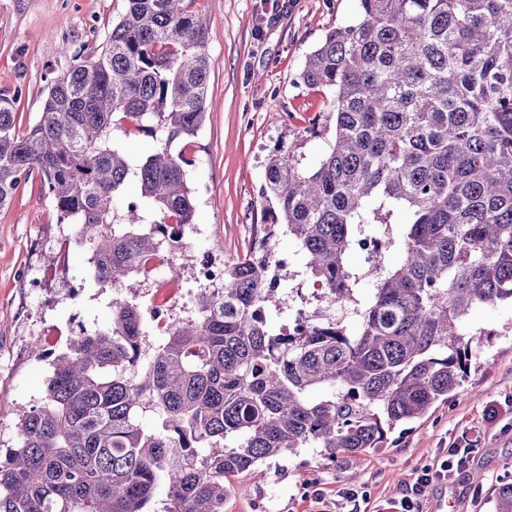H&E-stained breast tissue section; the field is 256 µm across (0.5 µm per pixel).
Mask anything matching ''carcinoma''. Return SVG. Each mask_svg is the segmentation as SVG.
I'll return each mask as SVG.
<instances>
[{"label":"carcinoma","mask_w":512,"mask_h":512,"mask_svg":"<svg viewBox=\"0 0 512 512\" xmlns=\"http://www.w3.org/2000/svg\"><path fill=\"white\" fill-rule=\"evenodd\" d=\"M209 39L187 0H126L105 41L50 78L27 132L0 97V208L39 178L56 223L77 225L98 259L86 274L99 288L142 286L157 227L193 223L181 143L206 119ZM300 79L332 92L316 166L273 152L259 237L160 343L122 295L109 326L71 339L41 405L16 423L18 445L0 454V512H148L161 493L165 512H224V478L301 448L331 463L382 448L460 386L471 311L512 302V0H359ZM133 131L156 147L130 154ZM367 228L382 250L354 268ZM281 233L350 315L291 336L253 315L288 303L263 254ZM148 413L161 427L143 425ZM495 512H512V485Z\"/></svg>","instance_id":"obj_1"}]
</instances>
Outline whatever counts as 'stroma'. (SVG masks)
I'll use <instances>...</instances> for the list:
<instances>
[{
    "instance_id": "stroma-1",
    "label": "stroma",
    "mask_w": 512,
    "mask_h": 512,
    "mask_svg": "<svg viewBox=\"0 0 512 512\" xmlns=\"http://www.w3.org/2000/svg\"><path fill=\"white\" fill-rule=\"evenodd\" d=\"M125 7L126 0H0V95L16 98L20 129L42 114L49 70L65 71L70 51L99 45ZM191 8L212 21L207 116L189 147L200 230L193 248L231 262L249 249L262 221L260 189L273 151L298 145L308 168L325 148L324 139L302 132L325 123L331 94L304 84L300 73L329 30L355 20L358 0H193ZM71 235L38 179L0 208L1 454L16 445L19 416L41 403L52 358L79 328L95 330L112 319L108 290H71L85 274L86 257ZM33 271L45 275L36 291L26 286ZM279 293L288 303L269 307L274 324L303 304L318 315L327 311L313 300V284L295 259ZM469 328L486 339L448 401L398 427L386 447L345 454L337 464L303 448L228 477L224 512H387L422 468L465 441L464 466L424 489L419 512H433L444 496L456 512H494L496 489L512 484V304L475 308ZM350 487L365 500L346 501Z\"/></svg>"
}]
</instances>
